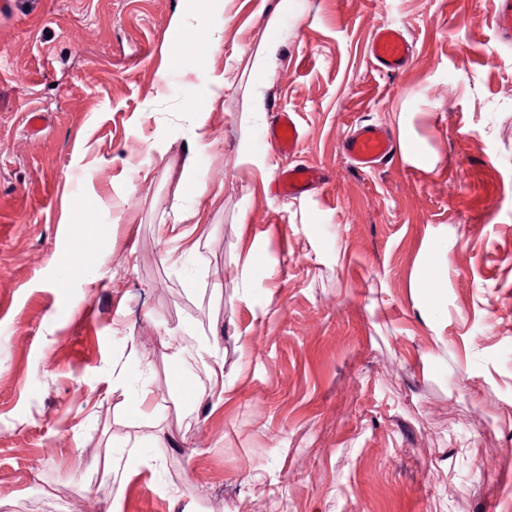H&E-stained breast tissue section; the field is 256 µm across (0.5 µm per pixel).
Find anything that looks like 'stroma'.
<instances>
[{
  "instance_id": "obj_1",
  "label": "stroma",
  "mask_w": 512,
  "mask_h": 512,
  "mask_svg": "<svg viewBox=\"0 0 512 512\" xmlns=\"http://www.w3.org/2000/svg\"><path fill=\"white\" fill-rule=\"evenodd\" d=\"M289 2L209 0L171 68L195 0H0V512H512L499 0ZM382 26L412 45L395 74L367 51ZM280 111L291 157L265 141ZM361 124L416 157L356 170ZM290 164L327 179L276 194ZM189 213L198 247L174 264L159 227ZM442 241L436 326L410 283ZM170 336L218 337L222 402ZM300 137L298 120L293 113L287 111L277 113L267 130V140L284 156L297 152Z\"/></svg>"
}]
</instances>
